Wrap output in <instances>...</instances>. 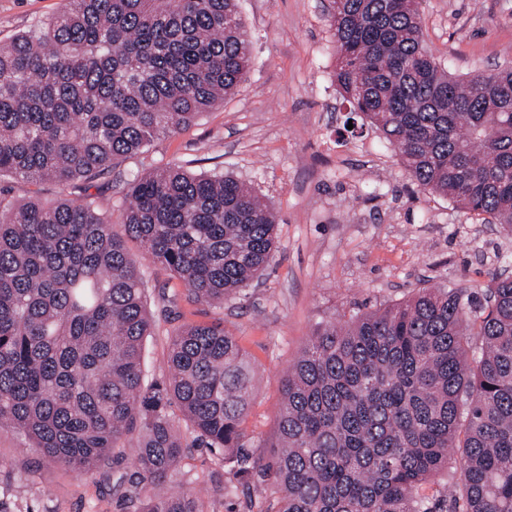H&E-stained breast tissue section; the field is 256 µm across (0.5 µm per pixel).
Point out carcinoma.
Here are the masks:
<instances>
[{
	"label": "carcinoma",
	"instance_id": "carcinoma-1",
	"mask_svg": "<svg viewBox=\"0 0 512 512\" xmlns=\"http://www.w3.org/2000/svg\"><path fill=\"white\" fill-rule=\"evenodd\" d=\"M238 2L67 0L0 48V177L82 193L0 196V433L86 472L134 449V512H203L217 492L167 486L185 430L249 472L256 366L224 323L183 324L149 381L128 241L221 309L271 264L277 218L244 181L166 166L129 184L119 233L89 189L244 80ZM328 21L353 113L417 186L512 232V69L445 73L416 0H331ZM283 394L274 512H443L419 488L456 448L463 512H512V278L319 324Z\"/></svg>",
	"mask_w": 512,
	"mask_h": 512
}]
</instances>
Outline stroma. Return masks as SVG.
<instances>
[{
  "label": "stroma",
  "instance_id": "stroma-1",
  "mask_svg": "<svg viewBox=\"0 0 512 512\" xmlns=\"http://www.w3.org/2000/svg\"><path fill=\"white\" fill-rule=\"evenodd\" d=\"M327 0H240L251 40L244 81L194 124L154 141L92 194L120 219L127 183L176 165L250 183L278 221L271 266L242 295L215 310L187 297L178 279L130 252L145 273L155 326L144 344L150 377L167 373L169 338L185 322L223 319L255 361L254 395L244 424L253 436L251 470L237 476L220 454L187 448L176 480L212 481L205 512H264L275 484L263 470L274 454L281 381L321 322L399 303L418 289L451 285L484 294L493 278L512 277V234L420 189L398 152L350 116L336 83V44ZM65 0H0V47L49 21ZM423 39L449 72L465 77L512 66V0H420ZM42 459L23 440L0 434V512H132L112 477Z\"/></svg>",
  "mask_w": 512,
  "mask_h": 512
}]
</instances>
